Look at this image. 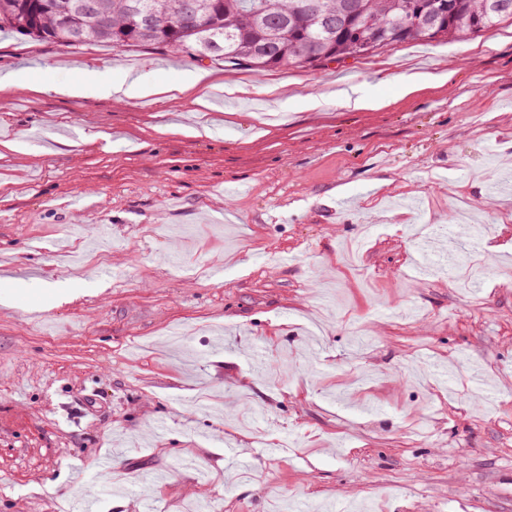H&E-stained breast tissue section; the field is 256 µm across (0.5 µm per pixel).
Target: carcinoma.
Masks as SVG:
<instances>
[{
    "label": "carcinoma",
    "mask_w": 512,
    "mask_h": 512,
    "mask_svg": "<svg viewBox=\"0 0 512 512\" xmlns=\"http://www.w3.org/2000/svg\"><path fill=\"white\" fill-rule=\"evenodd\" d=\"M79 0H0V28L37 41L79 49L108 43L114 49L167 47L196 60L210 58L230 67L272 70L281 66L316 68L299 48L317 43L339 61L420 39L458 40L512 21V0H206L211 43L200 45L187 24L159 23L143 34L135 7L149 0H95L109 17L101 26L89 19L76 34L57 23Z\"/></svg>",
    "instance_id": "carcinoma-1"
}]
</instances>
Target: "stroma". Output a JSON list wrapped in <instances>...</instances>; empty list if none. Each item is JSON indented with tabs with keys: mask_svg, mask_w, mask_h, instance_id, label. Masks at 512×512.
<instances>
[{
	"mask_svg": "<svg viewBox=\"0 0 512 512\" xmlns=\"http://www.w3.org/2000/svg\"><path fill=\"white\" fill-rule=\"evenodd\" d=\"M24 67L85 92L0 93V512H512L511 23L264 72L0 33ZM470 215L505 251L423 269ZM98 86L102 97L117 101L152 96L159 92L154 85L140 79L112 78V74L99 79Z\"/></svg>",
	"mask_w": 512,
	"mask_h": 512,
	"instance_id": "obj_1",
	"label": "stroma"
}]
</instances>
